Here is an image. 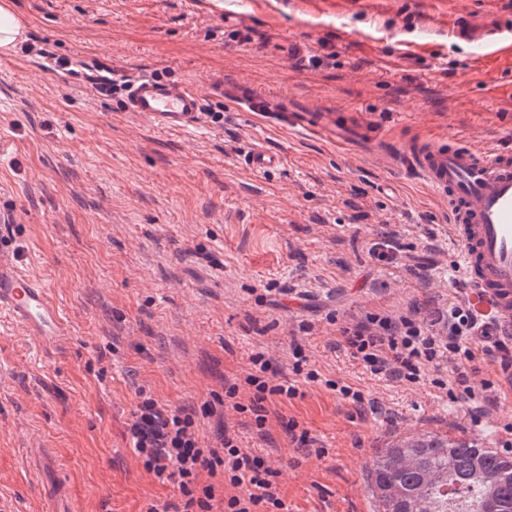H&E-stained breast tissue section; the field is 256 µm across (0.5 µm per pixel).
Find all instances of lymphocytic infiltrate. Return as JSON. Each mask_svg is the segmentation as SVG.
Listing matches in <instances>:
<instances>
[{"instance_id": "1", "label": "lymphocytic infiltrate", "mask_w": 512, "mask_h": 512, "mask_svg": "<svg viewBox=\"0 0 512 512\" xmlns=\"http://www.w3.org/2000/svg\"><path fill=\"white\" fill-rule=\"evenodd\" d=\"M337 346L348 348L373 374L419 382L427 366L474 361L478 354L506 351L504 339L486 327L470 307L449 303L442 333H435L415 315L397 318L368 316L366 321L339 329ZM252 368L244 384L250 388L248 409L257 427L266 423V405L274 398H293L296 385L276 380L277 372L264 353L251 355ZM238 384H228L223 394L213 395L201 411L173 408L159 403L147 392L139 401L127 426L133 451L145 469L162 483L177 488L181 500L176 506H151L149 512H213L215 487L199 485L201 473L222 476L233 490L222 502L223 512H288L282 499L277 470L260 455L245 452L236 438L221 433L217 442L204 445L196 432L197 415L214 416L239 394Z\"/></svg>"}]
</instances>
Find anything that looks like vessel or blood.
Masks as SVG:
<instances>
[{
    "mask_svg": "<svg viewBox=\"0 0 512 512\" xmlns=\"http://www.w3.org/2000/svg\"><path fill=\"white\" fill-rule=\"evenodd\" d=\"M501 37L488 39L469 25L456 35L472 44L477 60L505 51L512 60V20L501 24ZM255 53L275 52L290 61L305 57L304 41L269 28L253 41ZM216 96L233 100L243 111L261 120H276L289 130L328 144L362 153L379 148L393 165L420 175L428 187L448 203V233L460 245L458 268L473 288L470 303L477 312L512 318V153L482 151L453 144L450 137L404 151H393L376 127L358 116H344L326 106L304 105L287 96H275L244 85L217 84ZM126 111L144 114L157 125L186 127L195 122L203 99L185 82L141 76L130 80L124 92ZM282 154L258 146L245 157V167L256 175L279 169ZM42 343L67 335L68 327L45 286L28 276L15 258L0 252V313Z\"/></svg>",
    "mask_w": 512,
    "mask_h": 512,
    "instance_id": "obj_1",
    "label": "vessel or blood"
}]
</instances>
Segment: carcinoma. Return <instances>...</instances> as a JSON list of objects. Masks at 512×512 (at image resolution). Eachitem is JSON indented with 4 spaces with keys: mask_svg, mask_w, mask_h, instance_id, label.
Masks as SVG:
<instances>
[{
    "mask_svg": "<svg viewBox=\"0 0 512 512\" xmlns=\"http://www.w3.org/2000/svg\"><path fill=\"white\" fill-rule=\"evenodd\" d=\"M376 512H512V454L427 432L376 453Z\"/></svg>",
    "mask_w": 512,
    "mask_h": 512,
    "instance_id": "obj_1",
    "label": "carcinoma"
}]
</instances>
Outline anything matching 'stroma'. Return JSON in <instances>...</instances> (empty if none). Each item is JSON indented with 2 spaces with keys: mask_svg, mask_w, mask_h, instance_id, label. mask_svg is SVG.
Here are the masks:
<instances>
[{
  "mask_svg": "<svg viewBox=\"0 0 512 512\" xmlns=\"http://www.w3.org/2000/svg\"><path fill=\"white\" fill-rule=\"evenodd\" d=\"M218 0H15L46 56L0 66V248L49 289L70 328L51 344L0 321V502L10 512H148L180 499L127 435L139 389L201 406L243 380L264 349L298 394L267 406L264 431L225 407L202 417L280 472L289 512H374L366 467L377 449L425 432L501 448L512 395L500 353L475 360L473 408L435 384L371 374L336 346L340 326L465 303L448 205L416 174L211 98L219 81L331 106L378 125L392 149L458 134L512 148V68L474 65L449 21L512 15V0H279L276 14L228 19ZM306 42L303 63L250 49L268 21ZM188 81L205 94L194 125L169 129L55 68ZM263 145L284 165L240 164ZM393 233L396 261L371 248ZM300 344L317 382L296 378ZM362 392V405L338 392ZM324 456L298 450L289 425Z\"/></svg>",
  "mask_w": 512,
  "mask_h": 512,
  "instance_id": "stroma-1",
  "label": "stroma"
}]
</instances>
